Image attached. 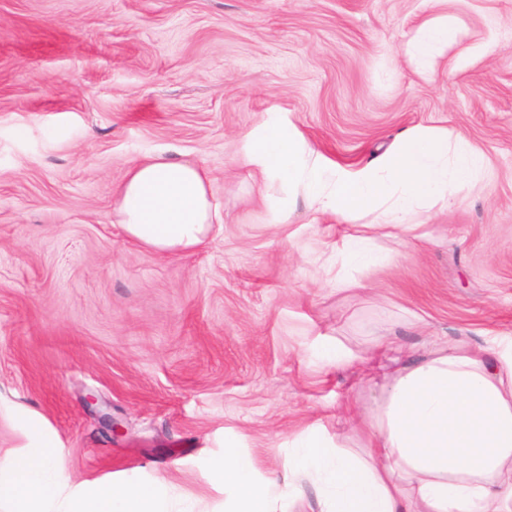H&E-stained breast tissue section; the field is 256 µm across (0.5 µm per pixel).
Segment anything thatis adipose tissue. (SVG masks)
<instances>
[{"instance_id":"1","label":"adipose tissue","mask_w":512,"mask_h":512,"mask_svg":"<svg viewBox=\"0 0 512 512\" xmlns=\"http://www.w3.org/2000/svg\"><path fill=\"white\" fill-rule=\"evenodd\" d=\"M445 21L422 25L411 44L422 66L452 42ZM243 162L288 191L274 221L288 223L297 201L352 224L376 214L411 235L427 203H451L487 167L484 153L460 138L414 128L374 162L351 170L327 161L290 119L272 114L241 141ZM112 221L157 253L203 247L221 218L210 178L199 166L162 156L133 164L112 195ZM367 448H341L317 425L288 443V475L260 476L243 463L233 439L214 478L224 512H276L293 478L311 479L319 512H512V341L471 348L436 340L422 359L401 360L381 385ZM54 444L34 440L18 457L0 499L12 512H193L154 484L127 479L83 495L58 496Z\"/></svg>"}]
</instances>
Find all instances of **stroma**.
I'll use <instances>...</instances> for the list:
<instances>
[{"label":"stroma","instance_id":"35a3bbf8","mask_svg":"<svg viewBox=\"0 0 512 512\" xmlns=\"http://www.w3.org/2000/svg\"><path fill=\"white\" fill-rule=\"evenodd\" d=\"M441 17L462 35L426 76L408 41ZM274 112L347 168L425 128L487 171L418 210L419 238L302 202L275 224L278 186L239 154ZM159 154L210 177L224 221L200 250L164 256L112 222L128 168ZM364 230L389 261L342 269ZM437 337L512 340V0H0L1 477L21 412L66 489L161 480L224 512L225 438L280 478L308 425L362 448L386 344L418 358ZM324 341L370 362L329 363Z\"/></svg>","mask_w":512,"mask_h":512}]
</instances>
